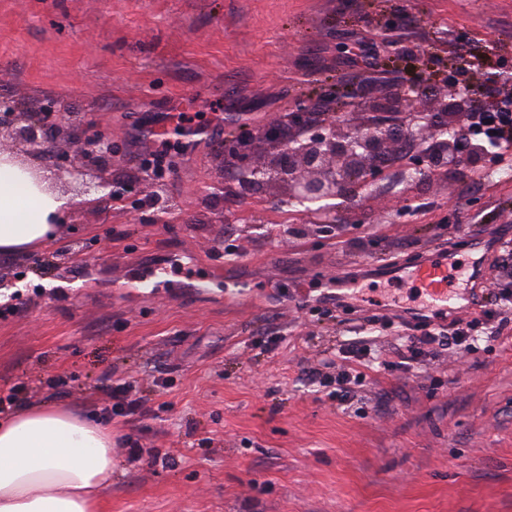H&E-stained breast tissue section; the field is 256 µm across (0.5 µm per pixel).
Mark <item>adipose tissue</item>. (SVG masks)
Here are the masks:
<instances>
[{"mask_svg": "<svg viewBox=\"0 0 512 512\" xmlns=\"http://www.w3.org/2000/svg\"><path fill=\"white\" fill-rule=\"evenodd\" d=\"M67 200L34 183L0 153V256L55 237ZM112 482V433L60 406L0 420V512H99Z\"/></svg>", "mask_w": 512, "mask_h": 512, "instance_id": "adipose-tissue-1", "label": "adipose tissue"}]
</instances>
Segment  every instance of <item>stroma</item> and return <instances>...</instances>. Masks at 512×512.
Here are the masks:
<instances>
[{"label":"stroma","mask_w":512,"mask_h":512,"mask_svg":"<svg viewBox=\"0 0 512 512\" xmlns=\"http://www.w3.org/2000/svg\"><path fill=\"white\" fill-rule=\"evenodd\" d=\"M401 12L398 73L358 82L395 88L429 53L446 75L470 59L512 77V0H0V98L100 121L114 146L103 178L137 175L144 131L185 105L225 118L163 175L170 223L133 200L73 195L55 240L0 261V388L17 387V408L59 405L170 454L141 468L116 447L101 512H512V306L474 355L440 350L410 378L384 365L419 296L392 264L451 239L459 262L482 261L473 288L494 293L512 265V179L488 160L406 185L393 165L322 236L231 192L221 165L230 132L300 97L320 108V79L353 34ZM157 267L170 284L142 298L133 282ZM212 267L253 286V305L193 289ZM335 274L362 297L291 307ZM360 341L379 362L355 399L332 403L309 370ZM118 377L140 382L146 415L101 410Z\"/></svg>","instance_id":"1"}]
</instances>
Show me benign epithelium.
I'll list each match as a JSON object with an SVG mask.
<instances>
[{
	"instance_id": "1",
	"label": "benign epithelium",
	"mask_w": 512,
	"mask_h": 512,
	"mask_svg": "<svg viewBox=\"0 0 512 512\" xmlns=\"http://www.w3.org/2000/svg\"><path fill=\"white\" fill-rule=\"evenodd\" d=\"M345 96L352 112L345 119L334 112L321 119L305 99L297 100L260 132L232 133L224 138V168L234 176L236 191L243 197L259 192L281 205H298L349 198L386 176L376 159L396 152L400 138L412 135L428 143L409 156L410 177L429 173L448 177L479 166L486 158L478 145L463 149L460 137L470 119L467 93H453L448 105L445 93L426 94L416 84L404 93L374 91L368 86L337 87L325 95ZM8 133L26 158L40 160L51 147L62 158L51 173L88 195L108 190L107 197H139L154 210L155 223L168 222L171 208L160 182L140 174L123 182L107 183L98 168L112 158V140L90 132L65 107L42 101L35 106L13 98L0 100V132ZM308 224L320 233L336 224V206L306 211Z\"/></svg>"
}]
</instances>
